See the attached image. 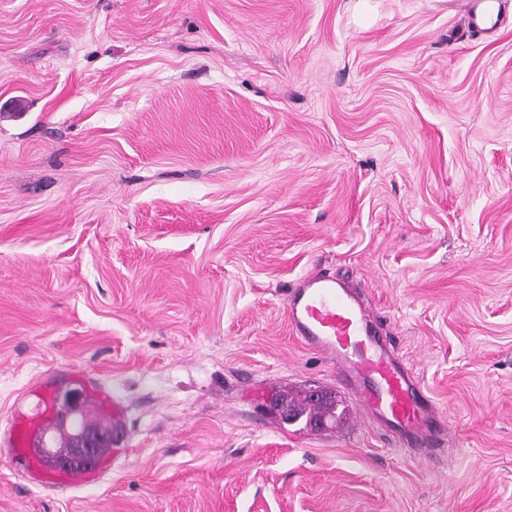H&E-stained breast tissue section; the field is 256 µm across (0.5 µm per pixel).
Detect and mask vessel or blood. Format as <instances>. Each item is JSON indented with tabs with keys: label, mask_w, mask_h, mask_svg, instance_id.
Returning <instances> with one entry per match:
<instances>
[{
	"label": "vessel or blood",
	"mask_w": 512,
	"mask_h": 512,
	"mask_svg": "<svg viewBox=\"0 0 512 512\" xmlns=\"http://www.w3.org/2000/svg\"><path fill=\"white\" fill-rule=\"evenodd\" d=\"M285 308L295 336L330 361L364 416L389 432L398 447H440L447 426L444 413L424 394L412 368L368 318L353 288L331 275L306 276L289 289ZM95 401L111 407L112 447L124 448L123 406L104 391L97 393ZM40 429V423L20 417L5 437L14 457L25 462L32 480L72 486L103 473L109 458L105 452L92 466L73 458L64 468L43 465L37 450Z\"/></svg>",
	"instance_id": "1"
}]
</instances>
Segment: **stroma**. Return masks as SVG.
Wrapping results in <instances>:
<instances>
[{"mask_svg":"<svg viewBox=\"0 0 512 512\" xmlns=\"http://www.w3.org/2000/svg\"><path fill=\"white\" fill-rule=\"evenodd\" d=\"M0 0V512H512V0ZM344 279L444 410L389 446L289 327ZM107 389L91 485L1 439ZM346 409L284 426L271 387ZM98 405L110 406L112 409V425L108 419L99 420L94 424H89L82 413L76 418L77 413L81 406L82 392L78 389H67L60 391L55 397L52 410H58L64 413L66 420L70 421L73 418L78 427L86 428L91 425H97L104 428L112 429V454L113 457L121 449L125 447L127 438V427L125 424L124 408L116 401H112L111 396L107 392H97L93 398ZM76 418V419H75ZM42 425L39 422H33L18 416L12 429L5 436L6 442L12 448L13 457L23 460L26 463L28 476L39 483H62L73 486L80 482H88L97 479L105 469V464L109 458L108 448L104 449L97 463L87 467L83 459H73L69 457L68 467L56 468L49 461L50 467L41 463L37 458L39 455L37 444Z\"/></svg>","mask_w":512,"mask_h":512,"instance_id":"stroma-1","label":"stroma"}]
</instances>
